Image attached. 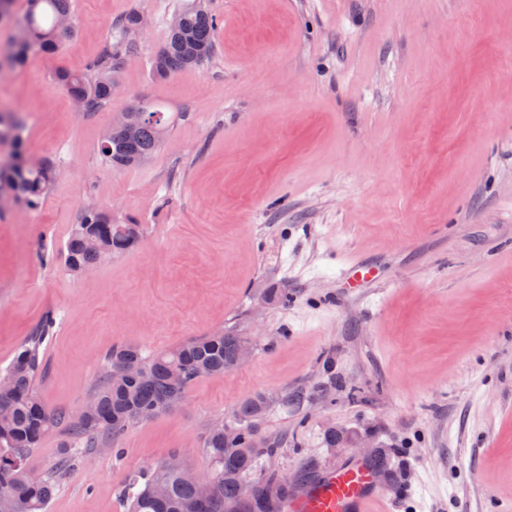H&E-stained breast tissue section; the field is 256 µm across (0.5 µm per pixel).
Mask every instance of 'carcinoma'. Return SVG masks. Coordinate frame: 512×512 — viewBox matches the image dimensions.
<instances>
[{
  "mask_svg": "<svg viewBox=\"0 0 512 512\" xmlns=\"http://www.w3.org/2000/svg\"><path fill=\"white\" fill-rule=\"evenodd\" d=\"M178 15L180 27L168 29L164 46L151 61V74L158 80L201 64L213 52V16L201 6L182 8ZM63 16H73L72 0H28L17 22V31L25 38L13 40L4 53L8 68L21 70L34 55L58 52L63 38L54 36V28ZM55 81L83 102V108L96 109L112 98V55L85 72L59 71ZM130 119L139 124L136 138L124 139L121 126L115 124L111 145H100V154L111 166L128 167L147 160L158 150L169 124L157 105L146 102L135 104ZM24 129L23 113L0 110V144L12 145L7 160H0V196L34 209L51 190L57 164L50 156L38 165L31 163ZM141 237L138 224H114L112 214L103 209L84 212L64 244L65 267L79 273L128 251ZM54 326L55 318L45 317L0 371V377L10 380L0 389V512H47L59 473L88 463L94 449L111 446L132 424L166 410L197 379L237 367L239 349L250 342L233 331H219L153 355L144 354L136 343H123L106 357L93 390L92 408L72 416L49 410L38 391L45 371L44 351ZM270 406V398L257 393L239 404L236 424L228 431H206L202 447L211 461L209 495L201 496L186 479L184 464L173 453L129 480L122 490L127 512H281L290 486L259 465L262 457L275 455L277 448L252 447L257 422ZM55 429L67 435L64 451L53 468L33 480L28 455Z\"/></svg>",
  "mask_w": 512,
  "mask_h": 512,
  "instance_id": "carcinoma-1",
  "label": "carcinoma"
}]
</instances>
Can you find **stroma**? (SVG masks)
<instances>
[{
    "label": "stroma",
    "mask_w": 512,
    "mask_h": 512,
    "mask_svg": "<svg viewBox=\"0 0 512 512\" xmlns=\"http://www.w3.org/2000/svg\"><path fill=\"white\" fill-rule=\"evenodd\" d=\"M191 0H73L52 56L0 73V106L28 117L26 148L55 156L33 211L0 205V368L47 313L39 392L79 414L104 357L236 328L241 366L191 384L115 450L68 470L48 512H125L131 476L179 454L193 471L216 420L264 392L265 467L296 482L382 460V512H501L512 504V0H203L214 52L153 79L151 60ZM141 13L100 109L55 81L83 71ZM177 114L136 167L101 139L132 100ZM143 227L140 243L74 275L59 251L87 206ZM364 257L359 292L341 270ZM284 305L256 307L258 289ZM306 399L296 402L297 392ZM364 440L329 447L328 428Z\"/></svg>",
    "instance_id": "35a3bbf8"
}]
</instances>
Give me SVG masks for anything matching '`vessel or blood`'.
<instances>
[{"instance_id":"obj_1","label":"vessel or blood","mask_w":512,"mask_h":512,"mask_svg":"<svg viewBox=\"0 0 512 512\" xmlns=\"http://www.w3.org/2000/svg\"><path fill=\"white\" fill-rule=\"evenodd\" d=\"M389 492L366 461H355L300 489L283 503L282 512H379Z\"/></svg>"}]
</instances>
